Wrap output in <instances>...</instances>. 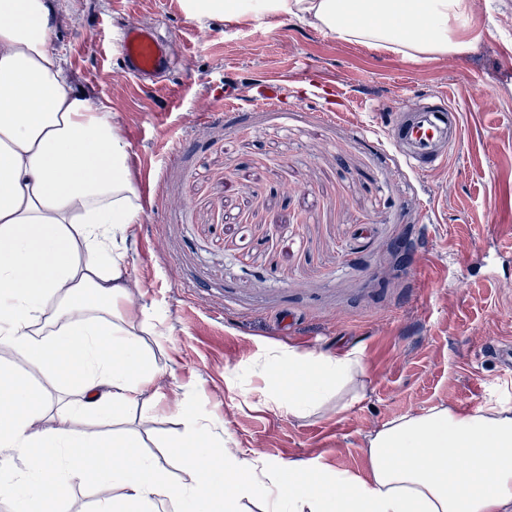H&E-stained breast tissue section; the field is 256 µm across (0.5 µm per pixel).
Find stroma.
<instances>
[{"mask_svg":"<svg viewBox=\"0 0 512 512\" xmlns=\"http://www.w3.org/2000/svg\"><path fill=\"white\" fill-rule=\"evenodd\" d=\"M470 3L465 51L403 54L303 20L198 21L182 0H54L53 45L111 108L143 207L128 315L164 323L146 342L165 410L134 423L147 454L190 405L232 447L365 479L392 419L512 397V370L485 353L512 342V0ZM137 24L172 60L148 85L115 44ZM271 76L287 79L282 108L213 111L225 85L243 95ZM427 94L459 109L463 137L445 167L417 173L380 113ZM290 349L359 353L357 401L306 417L251 406L260 362Z\"/></svg>","mask_w":512,"mask_h":512,"instance_id":"35a3bbf8","label":"stroma"}]
</instances>
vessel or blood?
<instances>
[{
  "label": "vessel or blood",
  "mask_w": 512,
  "mask_h": 512,
  "mask_svg": "<svg viewBox=\"0 0 512 512\" xmlns=\"http://www.w3.org/2000/svg\"><path fill=\"white\" fill-rule=\"evenodd\" d=\"M117 46L127 75L137 79L164 73L170 67L166 46L151 28L133 26L117 36ZM282 94L281 79L260 81L250 98L258 106H276ZM387 135L404 163L417 172L444 166L462 138L461 115L437 96L420 97L418 104L392 112Z\"/></svg>",
  "instance_id": "1"
}]
</instances>
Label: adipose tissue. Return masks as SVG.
<instances>
[{"mask_svg": "<svg viewBox=\"0 0 512 512\" xmlns=\"http://www.w3.org/2000/svg\"><path fill=\"white\" fill-rule=\"evenodd\" d=\"M193 19L308 20L325 33L403 53L465 48L456 23L469 0H184ZM53 0H0V349L22 356L49 378L77 365L67 400L56 409L26 378L0 364L1 492L15 512H45L50 485L67 498L90 476L115 496L95 512H512V402L470 413L444 407L385 424L369 441L370 476L271 463L226 447L224 433L192 407L183 430L149 457L131 435L88 433L83 421H117L121 412L157 410L158 368L127 320L120 233L142 212L129 176V145L111 111L92 103L66 76L52 45ZM262 406L304 417L345 410L363 373L353 352L291 350L276 356ZM52 424L36 427L42 416ZM469 460L449 471L448 454ZM21 466H14V459Z\"/></svg>", "mask_w": 512, "mask_h": 512, "instance_id": "adipose-tissue-1", "label": "adipose tissue"}]
</instances>
